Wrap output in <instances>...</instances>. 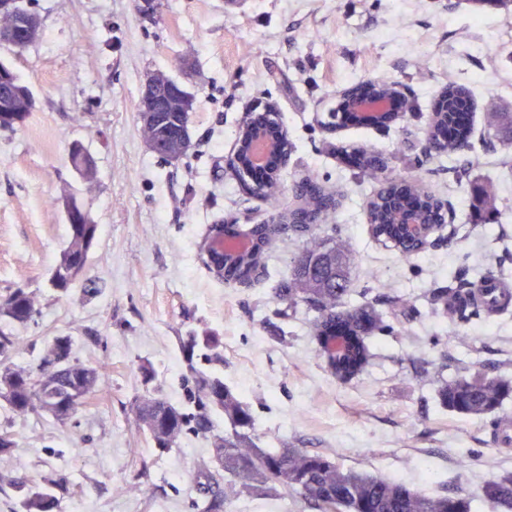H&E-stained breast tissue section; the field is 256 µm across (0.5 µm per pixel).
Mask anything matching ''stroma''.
<instances>
[{
  "instance_id": "obj_1",
  "label": "stroma",
  "mask_w": 512,
  "mask_h": 512,
  "mask_svg": "<svg viewBox=\"0 0 512 512\" xmlns=\"http://www.w3.org/2000/svg\"><path fill=\"white\" fill-rule=\"evenodd\" d=\"M41 20L24 49L0 44L35 107L24 126L0 130V295L37 291L40 312L26 326L14 362L26 366L55 336L105 367L91 406L66 422L18 416L0 401V427L16 446L0 474L41 482L65 477L62 512H195L194 477L208 444L182 439L158 455L130 411L156 387L182 403L177 338L188 328L219 336L224 381L248 403L259 444L288 443L335 456L371 475L403 480L426 494L477 493L512 475V446L497 443L499 419L466 418L442 406L423 362L447 379L478 368L512 379V312L484 314L453 329L431 297L454 281H475L487 263L512 281V146L489 128L512 112V0H24ZM162 74L193 97V146L181 161L155 155L141 136L138 104L148 76ZM404 88L418 110L390 129L327 130L340 90L363 79ZM451 82L469 87L472 147L451 156L422 149L428 113ZM273 102L293 145L282 176L283 207L294 181L311 178L340 196L333 222L354 248L348 299H369L389 329L372 340L366 369L345 385L324 371L306 307L288 309L272 290L290 273L300 241L288 234L267 252L263 276L228 287L204 264L214 224L246 229L268 214L226 172L235 134L255 102ZM81 143L97 178L82 180L68 157ZM358 147L416 177L445 199L455 233L406 257L371 234L373 175L349 161ZM491 187L498 215L469 223L472 191ZM76 198L99 224L89 257L98 294L74 288L56 298L45 282L67 241L63 200ZM410 302L392 317L397 302ZM151 363L144 385L139 367Z\"/></svg>"
}]
</instances>
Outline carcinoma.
I'll return each instance as SVG.
<instances>
[{
    "label": "carcinoma",
    "instance_id": "carcinoma-1",
    "mask_svg": "<svg viewBox=\"0 0 512 512\" xmlns=\"http://www.w3.org/2000/svg\"><path fill=\"white\" fill-rule=\"evenodd\" d=\"M0 76L16 84L15 108L26 107L29 88L20 83L12 68L0 61ZM182 112L168 113L167 123L145 125V141L153 144L175 140L183 128ZM497 134L512 142V113L500 112L493 124ZM387 186L369 203V226L373 236L385 246L404 255L425 250L423 241H408L397 225L398 216L407 212L428 223L441 219L437 206L414 196L406 199L405 190L396 183L399 175L390 172ZM282 190L274 185L262 189L259 196L272 213L281 212ZM334 192L307 179L299 185L300 203L293 212L299 221L294 232L302 237L299 254L294 258L288 279L276 289V298L295 308L303 304L313 312L310 322L314 338L331 336L347 327L359 336L362 344L324 364L338 383L348 382L347 375L364 368L371 358L367 340L385 328L383 315L372 302L351 305L348 270L355 255L337 235H320L317 226L335 212L331 206ZM494 197L487 189H477L473 203L475 215L491 208ZM225 228L255 240L253 251L240 262L228 266L224 281L229 283L248 275L250 267L264 264L271 244L260 228L238 230L233 224ZM99 236L97 224L67 225L64 252L74 251L76 259L88 264ZM498 277L488 267L474 289L448 287L433 295L436 310L456 326L467 320L468 312L501 315L512 309V293L503 299H479L484 282ZM34 292L17 287L0 296V376L15 377L18 406L11 411L19 416L43 414L57 406L55 419L66 422L86 406L103 377V366L85 364L71 357V338L56 336L46 346L37 362L26 367L13 362L19 340L14 328L25 326L38 313ZM180 352L185 369L181 384L186 392L185 405L176 407L147 393L136 397L131 411L160 454L178 449L187 435L206 438L210 444V461L214 469L200 474L205 479L201 496L194 503L196 512H228L240 498L288 500L300 498L317 512H473L474 497L462 494L426 495L394 479H382L356 470H344L335 459L305 448H263L255 433V418L236 390L224 383L216 366L224 365V350L217 336L190 330L180 337ZM439 383L438 396L448 410L461 416L496 415L512 397V381L491 377L480 370L468 377L446 380L441 370L434 371ZM67 480L45 478L43 485L29 489L21 501V512H59L57 492ZM491 507L512 502V475L491 479L483 484L478 497Z\"/></svg>",
    "mask_w": 512,
    "mask_h": 512
}]
</instances>
